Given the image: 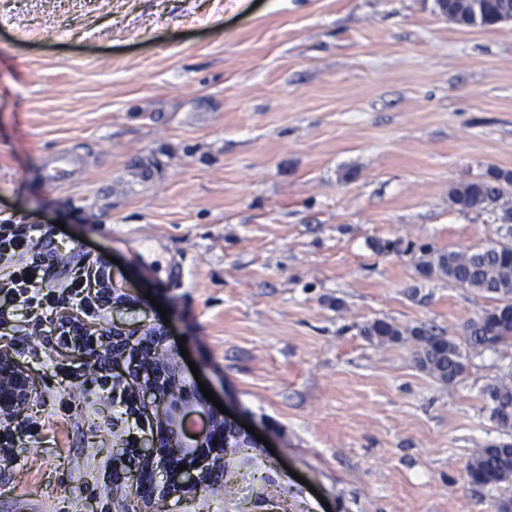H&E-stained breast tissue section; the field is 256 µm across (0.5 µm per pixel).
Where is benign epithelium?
I'll list each match as a JSON object with an SVG mask.
<instances>
[{
  "instance_id": "1",
  "label": "benign epithelium",
  "mask_w": 512,
  "mask_h": 512,
  "mask_svg": "<svg viewBox=\"0 0 512 512\" xmlns=\"http://www.w3.org/2000/svg\"><path fill=\"white\" fill-rule=\"evenodd\" d=\"M146 347L151 353L147 362L142 358V349ZM90 348V359L103 352L112 362L127 364V373L136 377V397L153 409L150 419L156 423L155 430L136 440L142 456L137 478L152 490L143 504H153L161 490L199 492L202 478L215 476L213 462L223 461L224 437L232 433L238 438L241 432L224 415L211 410L203 395L187 388L176 390L174 384L180 380L177 361L160 332L128 336L114 329L94 339ZM32 393L27 371L10 354L0 352V419L13 421L29 405ZM194 414L205 419L204 429L197 434L188 425ZM179 465L187 469L180 471Z\"/></svg>"
}]
</instances>
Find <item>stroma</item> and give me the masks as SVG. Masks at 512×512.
<instances>
[{"label": "stroma", "mask_w": 512, "mask_h": 512, "mask_svg": "<svg viewBox=\"0 0 512 512\" xmlns=\"http://www.w3.org/2000/svg\"><path fill=\"white\" fill-rule=\"evenodd\" d=\"M62 148L75 175L56 189ZM492 167L512 170V23L461 27L437 0H0V215L53 223V277L112 257L127 300L93 328L164 327L186 382L262 436L240 478L152 512H496L512 496L467 477L501 438L481 391L512 355L445 383L410 345L360 334L384 318L459 337L486 307L422 278L409 247L497 239L494 214L448 199ZM15 359L33 394L0 512H116L134 466L121 408L90 383L112 365L34 320ZM73 175V155L71 151L62 149L54 159L53 166L47 171L46 179L55 188L66 186Z\"/></svg>", "instance_id": "obj_1"}]
</instances>
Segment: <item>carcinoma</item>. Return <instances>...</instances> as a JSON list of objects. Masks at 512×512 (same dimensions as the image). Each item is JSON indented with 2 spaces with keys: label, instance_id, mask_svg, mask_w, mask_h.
<instances>
[{
  "label": "carcinoma",
  "instance_id": "1",
  "mask_svg": "<svg viewBox=\"0 0 512 512\" xmlns=\"http://www.w3.org/2000/svg\"><path fill=\"white\" fill-rule=\"evenodd\" d=\"M438 7L449 21L463 27L494 28L504 16L512 15V0H438ZM449 200L462 211L499 210L500 235L488 243L443 252L423 244L418 247L417 272L423 277L446 278L484 298L487 307L467 321L458 340L430 323L400 328L378 318L366 322L360 332L378 344L411 343L418 367L439 381L451 383L465 374L469 356L512 347V171L490 169L486 176L454 188ZM482 396L504 439L480 449L470 461L472 484H511L512 367L496 383L486 386ZM242 447L233 440L224 448V461L218 470L226 482L235 477L233 462Z\"/></svg>",
  "mask_w": 512,
  "mask_h": 512
}]
</instances>
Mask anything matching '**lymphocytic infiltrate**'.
<instances>
[{
    "label": "lymphocytic infiltrate",
    "instance_id": "lymphocytic-infiltrate-1",
    "mask_svg": "<svg viewBox=\"0 0 512 512\" xmlns=\"http://www.w3.org/2000/svg\"><path fill=\"white\" fill-rule=\"evenodd\" d=\"M47 225L0 219V309L41 313L69 310L70 315L55 325L63 346L81 348L88 344L87 320L103 318L107 309L98 292L112 286L110 269L76 263L67 280L53 282L45 255L36 248L48 233Z\"/></svg>",
    "mask_w": 512,
    "mask_h": 512
}]
</instances>
